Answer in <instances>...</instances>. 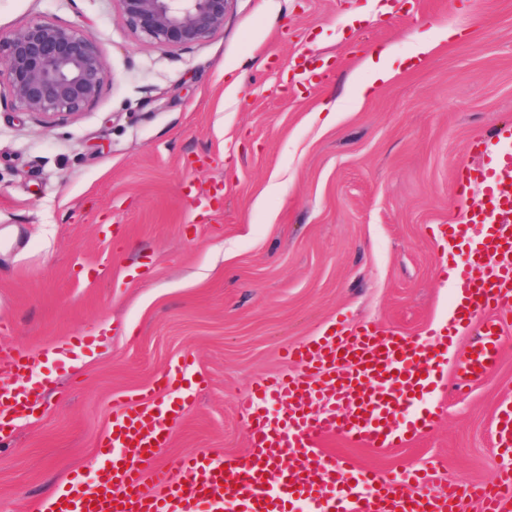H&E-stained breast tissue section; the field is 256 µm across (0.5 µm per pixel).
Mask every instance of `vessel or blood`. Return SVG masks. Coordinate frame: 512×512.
<instances>
[{"instance_id": "vessel-or-blood-1", "label": "vessel or blood", "mask_w": 512, "mask_h": 512, "mask_svg": "<svg viewBox=\"0 0 512 512\" xmlns=\"http://www.w3.org/2000/svg\"><path fill=\"white\" fill-rule=\"evenodd\" d=\"M476 144L487 164L461 167L455 183L479 186L480 193L465 197L462 223L439 227L460 282L448 326L411 339L377 325H339L289 349L300 375L262 379L239 403L249 453L224 462L199 451L175 461L174 478L154 461L183 406L151 395L120 403L99 450L95 483L71 477L37 512H289L298 502L309 512H457L465 497L481 512H512V469L492 485L452 483L437 496L426 476L398 481L321 450L329 438L403 446L433 428V412L416 411L414 403L461 329L477 326L478 336L458 370L478 379L496 364L503 328L512 323V125ZM38 362L36 352L0 348V369L15 378L13 386L0 385L1 440L8 437L6 412L35 409L42 399L43 384L33 377ZM271 401L279 414L269 413Z\"/></svg>"}]
</instances>
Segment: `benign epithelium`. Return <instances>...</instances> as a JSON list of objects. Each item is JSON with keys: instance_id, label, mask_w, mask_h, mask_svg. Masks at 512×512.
<instances>
[{"instance_id": "benign-epithelium-1", "label": "benign epithelium", "mask_w": 512, "mask_h": 512, "mask_svg": "<svg viewBox=\"0 0 512 512\" xmlns=\"http://www.w3.org/2000/svg\"><path fill=\"white\" fill-rule=\"evenodd\" d=\"M120 23L161 49L199 44L224 29L231 0H118ZM0 80L23 112L46 124L79 114L108 76L97 42L84 31L39 19L0 34Z\"/></svg>"}]
</instances>
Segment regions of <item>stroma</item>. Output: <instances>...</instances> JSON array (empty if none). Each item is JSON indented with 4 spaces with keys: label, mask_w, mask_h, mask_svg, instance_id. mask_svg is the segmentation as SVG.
<instances>
[{
    "label": "stroma",
    "mask_w": 512,
    "mask_h": 512,
    "mask_svg": "<svg viewBox=\"0 0 512 512\" xmlns=\"http://www.w3.org/2000/svg\"><path fill=\"white\" fill-rule=\"evenodd\" d=\"M117 0H0V31L38 19L97 41L109 76L52 125L0 89V343L39 352L40 413L0 444V512H33L73 475L93 483L118 403L176 363L199 386L167 466L249 448L237 403L285 371L287 348L331 324L409 337L445 326L456 295L437 227L480 134L512 124V0H233L204 43L160 49L121 28ZM457 30L376 87L363 59H396ZM335 102L328 118L320 107ZM452 366L433 430L401 448L327 447L435 491L487 482L512 455V329L464 389ZM496 436L499 438V442L505 448L503 452H512V406L511 402L500 411L497 424H496Z\"/></svg>",
    "instance_id": "1"
}]
</instances>
